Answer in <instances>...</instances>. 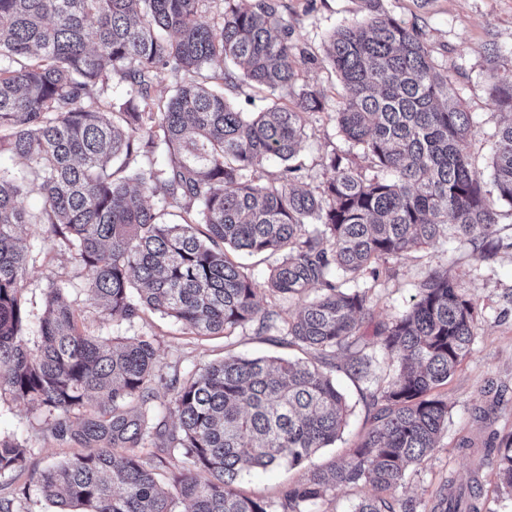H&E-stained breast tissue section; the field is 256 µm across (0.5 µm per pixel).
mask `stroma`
<instances>
[{
  "label": "stroma",
  "mask_w": 512,
  "mask_h": 512,
  "mask_svg": "<svg viewBox=\"0 0 512 512\" xmlns=\"http://www.w3.org/2000/svg\"><path fill=\"white\" fill-rule=\"evenodd\" d=\"M279 15L293 31L296 45L298 87L322 94L321 111L310 113L297 156L302 166L301 187L315 189L326 177V158L345 154L348 142L336 124V110L346 91L334 69L325 60L329 35L345 25L364 20L363 0H273ZM380 11L415 27L437 68L447 71L464 109L475 126L468 144L471 163L481 174L492 165V136L504 115L491 100L494 84L512 81V65L494 60L488 48L497 44L512 50V0H380ZM29 247L28 274L23 299L32 320L45 311L49 277L67 282L74 297H82L85 279L70 252L58 239L48 237L42 224L23 230ZM493 250L479 257L471 246L441 239L391 259L371 292V312L378 322H388L409 307L416 289L434 270L448 272L465 288L477 311L472 351L447 384L436 390L448 403V425L439 444L422 462L412 466L398 495L413 498L418 512H430L435 495L449 479L467 483L479 475L484 491V512H512V498L502 495L491 466H479L478 449L491 434L512 437V213L503 212L492 236ZM85 327L99 336H152L159 344V362L153 389L158 399L169 395L173 373L187 374L225 354L285 356L289 350L269 336L257 333L255 325L237 330L231 338L194 336L184 333L171 319L146 314L134 325L104 320L92 307L84 308ZM369 381H343L349 412L342 437L321 449L320 464L350 457L370 426L371 414L365 395L376 389L390 368L381 349H371ZM487 408V422L476 411ZM0 436L27 441L31 452L28 468L42 471L81 452L76 442H61L45 431L40 411L21 402L0 403ZM469 437L474 450L459 448Z\"/></svg>",
  "instance_id": "35a3bbf8"
}]
</instances>
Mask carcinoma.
Segmentation results:
<instances>
[{"instance_id": "1", "label": "carcinoma", "mask_w": 512, "mask_h": 512, "mask_svg": "<svg viewBox=\"0 0 512 512\" xmlns=\"http://www.w3.org/2000/svg\"><path fill=\"white\" fill-rule=\"evenodd\" d=\"M366 21L330 37L326 58L348 94L336 111L349 143L324 163L317 191L295 186L290 164L320 94L296 91L293 32L267 0H0V154L27 162L0 167V401L43 412L51 434L89 449L30 482L67 512H308L343 487L376 495L354 512H417L396 496L408 468L431 454L448 423L432 391L470 354L475 308L460 283L435 271L390 322L371 316L381 263L434 240L483 254L500 208L512 209V119L498 129L490 181L473 167V131L448 73L433 65L416 29L364 0ZM214 6L217 21L198 20ZM170 72L174 94L155 92ZM129 87L112 94L114 83ZM253 82L277 95L242 112L224 86ZM512 114V82L491 89ZM367 159L368 179L351 160ZM284 163L279 178L254 172ZM44 197L30 214L29 186ZM162 192L181 210L168 224L147 204ZM26 224H47L86 279L83 303L132 325L147 312L196 336L226 337L248 324L311 360L226 356L171 379L156 403V339H103L81 329L78 302L55 277L46 313L33 323L22 302ZM277 255L267 288L228 252ZM316 291L307 300L306 293ZM302 299L285 319L257 296ZM397 358L371 394V427L350 459H313L341 436L348 404L332 375L368 376L364 350ZM96 406L89 409L90 400ZM152 448L148 457L141 448ZM26 445L0 437V477L27 470ZM512 493V439L493 460ZM304 474L268 499L239 485L253 469ZM483 486L446 481L431 512H481Z\"/></svg>"}]
</instances>
